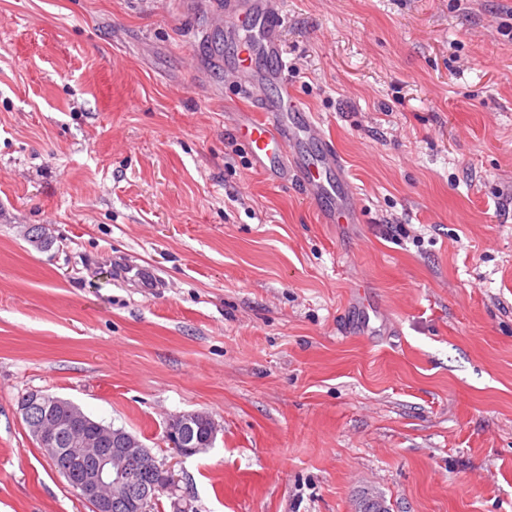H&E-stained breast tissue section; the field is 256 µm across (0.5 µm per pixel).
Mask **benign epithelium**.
<instances>
[{"mask_svg":"<svg viewBox=\"0 0 512 512\" xmlns=\"http://www.w3.org/2000/svg\"><path fill=\"white\" fill-rule=\"evenodd\" d=\"M55 402L41 390L29 394L26 406L38 416L35 437L53 467L93 512H112L119 503L140 512L146 501L175 493L174 475L141 441L124 430L92 423L76 409L59 421L52 413ZM216 435L215 422L202 412L175 414L166 429L167 440L182 457L207 451Z\"/></svg>","mask_w":512,"mask_h":512,"instance_id":"obj_1","label":"benign epithelium"}]
</instances>
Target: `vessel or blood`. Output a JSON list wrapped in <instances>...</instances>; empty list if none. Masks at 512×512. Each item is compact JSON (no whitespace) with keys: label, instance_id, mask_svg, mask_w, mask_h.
Listing matches in <instances>:
<instances>
[{"label":"vessel or blood","instance_id":"1","mask_svg":"<svg viewBox=\"0 0 512 512\" xmlns=\"http://www.w3.org/2000/svg\"><path fill=\"white\" fill-rule=\"evenodd\" d=\"M223 8L236 16L245 35L238 53L214 47L209 59L214 68L237 79L252 103L251 110L232 115L252 167L269 180L294 184L306 199L320 205L322 223H363L341 156L288 82L280 0H224ZM257 58L270 61V68H252L250 62Z\"/></svg>","mask_w":512,"mask_h":512}]
</instances>
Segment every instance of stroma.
<instances>
[{"mask_svg": "<svg viewBox=\"0 0 512 512\" xmlns=\"http://www.w3.org/2000/svg\"><path fill=\"white\" fill-rule=\"evenodd\" d=\"M281 3L363 223L231 140L215 0H0V512H92L32 390L169 466L154 512H512V0ZM203 428L205 434L199 435ZM217 435L213 419L203 412L172 415L168 420L166 438L175 452L182 457H190L206 452L212 447Z\"/></svg>", "mask_w": 512, "mask_h": 512, "instance_id": "stroma-1", "label": "stroma"}]
</instances>
